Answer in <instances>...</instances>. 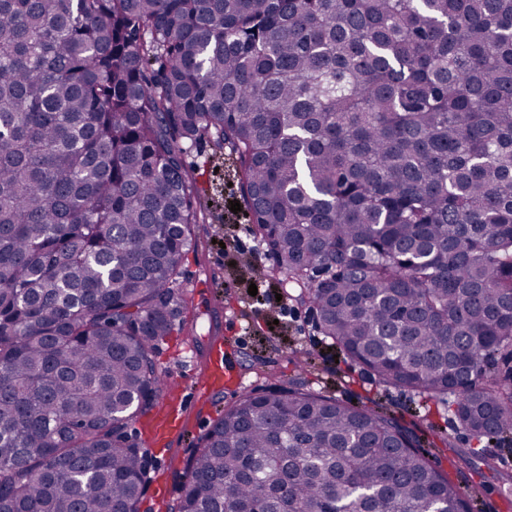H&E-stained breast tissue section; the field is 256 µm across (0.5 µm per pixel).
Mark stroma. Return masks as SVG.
<instances>
[{"instance_id":"obj_1","label":"stroma","mask_w":512,"mask_h":512,"mask_svg":"<svg viewBox=\"0 0 512 512\" xmlns=\"http://www.w3.org/2000/svg\"><path fill=\"white\" fill-rule=\"evenodd\" d=\"M187 161L194 168L202 197L211 204V221L198 227V251L181 269L188 301L187 327L159 347L160 367L171 391L181 392L183 383L200 373L208 340L220 336L224 339V364L231 375L243 377L244 392L294 382L348 402L372 399L402 421H414L415 403L409 394L376 386L362 368L334 358L309 306L293 303V316L277 320L260 304V297L285 296L289 290L285 277L273 274L275 262L270 252L258 245L244 214L229 208L230 202L240 197L238 186L232 183L230 162L214 156L206 143L199 144ZM232 236L240 237L244 248L222 249L221 241ZM252 284L258 289L254 296L248 293ZM294 349L304 352L303 363L290 359ZM236 399L233 393H214L206 413L197 421L194 436L175 438L164 445L143 439L142 449L151 459V468L139 512H157L158 502L176 498L198 435ZM417 424L422 450L471 494L474 512H512V504L505 499L512 488V447L487 449V456L496 460L491 469L469 455L468 435L453 424L443 406L431 405L427 420ZM445 436L452 438L453 447L442 445Z\"/></svg>"}]
</instances>
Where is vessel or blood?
Listing matches in <instances>:
<instances>
[{"mask_svg": "<svg viewBox=\"0 0 512 512\" xmlns=\"http://www.w3.org/2000/svg\"><path fill=\"white\" fill-rule=\"evenodd\" d=\"M207 367L200 376L195 377L191 385V397L181 402L178 409H164L158 412L156 419L147 423L150 431L159 437L178 434L187 424L186 413L193 404L208 400L212 392L224 386V340L213 339L206 355Z\"/></svg>", "mask_w": 512, "mask_h": 512, "instance_id": "1", "label": "vessel or blood"}]
</instances>
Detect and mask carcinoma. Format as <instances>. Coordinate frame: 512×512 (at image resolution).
Returning a JSON list of instances; mask_svg holds the SVG:
<instances>
[{"label": "carcinoma", "instance_id": "1", "mask_svg": "<svg viewBox=\"0 0 512 512\" xmlns=\"http://www.w3.org/2000/svg\"><path fill=\"white\" fill-rule=\"evenodd\" d=\"M202 141L337 349L512 441V0H0V512H138ZM245 508L473 512L415 426L283 384L166 512Z\"/></svg>", "mask_w": 512, "mask_h": 512}]
</instances>
